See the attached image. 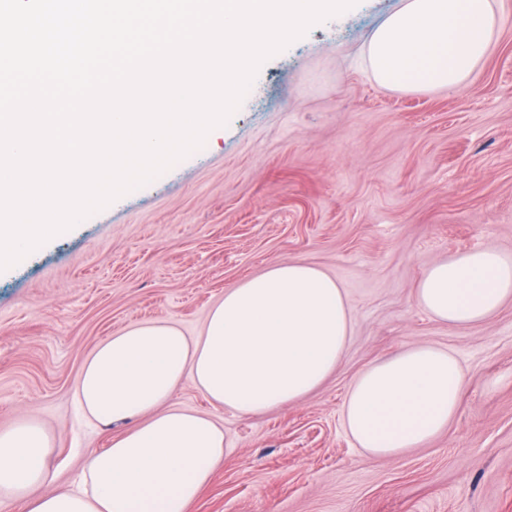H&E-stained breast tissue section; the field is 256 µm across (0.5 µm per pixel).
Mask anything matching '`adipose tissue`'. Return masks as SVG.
I'll list each match as a JSON object with an SVG mask.
<instances>
[{
    "mask_svg": "<svg viewBox=\"0 0 512 512\" xmlns=\"http://www.w3.org/2000/svg\"><path fill=\"white\" fill-rule=\"evenodd\" d=\"M497 33L492 0H402L364 62L386 89L461 88ZM416 300L454 326L484 322L512 303V256L482 248L438 260ZM350 328L338 282L298 261L227 289L200 336L166 321L127 327L90 354L75 390L87 418L125 431L88 459L78 490L58 491L43 427L27 420L0 430V498L26 499L28 512H189L228 448L213 419L169 406L174 390L192 381L212 403L246 416L297 403L335 371ZM462 389L448 350L413 345L353 379L344 424L369 456H397L447 429ZM40 484L45 492L27 499Z\"/></svg>",
    "mask_w": 512,
    "mask_h": 512,
    "instance_id": "adipose-tissue-1",
    "label": "adipose tissue"
}]
</instances>
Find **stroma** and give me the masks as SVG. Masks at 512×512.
Wrapping results in <instances>:
<instances>
[{"mask_svg":"<svg viewBox=\"0 0 512 512\" xmlns=\"http://www.w3.org/2000/svg\"><path fill=\"white\" fill-rule=\"evenodd\" d=\"M399 5L359 0L310 27L202 148L0 272V429H48L57 488L124 430L75 401L98 344L154 320L199 335L227 288L301 261L343 288L350 342L318 390L259 416L176 389L172 405L213 416L228 444L190 512H512V304L458 327L414 299L439 259L512 255V0H495L498 36L467 88L417 93L364 63ZM420 344L458 359V412L424 447L367 456L344 426L349 386Z\"/></svg>","mask_w":512,"mask_h":512,"instance_id":"1","label":"stroma"}]
</instances>
